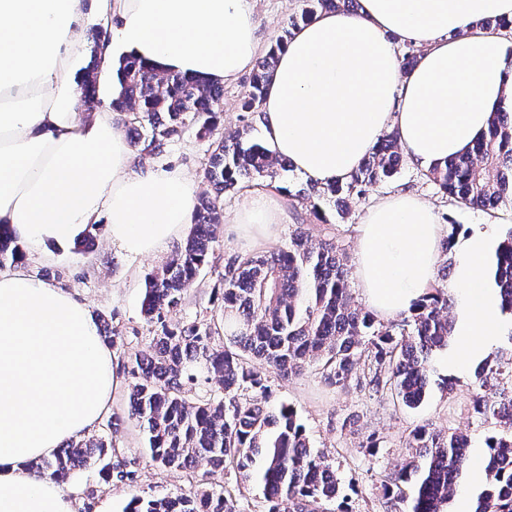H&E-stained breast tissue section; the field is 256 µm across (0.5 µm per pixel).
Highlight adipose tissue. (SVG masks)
Returning <instances> with one entry per match:
<instances>
[{
    "label": "adipose tissue",
    "instance_id": "obj_1",
    "mask_svg": "<svg viewBox=\"0 0 512 512\" xmlns=\"http://www.w3.org/2000/svg\"><path fill=\"white\" fill-rule=\"evenodd\" d=\"M112 16L102 67L131 54L161 73L234 81L260 54L253 0H98ZM486 18L512 21V0H358L288 39L263 101L270 148L319 182L347 177L383 133L397 130L424 167L464 152L493 112L512 111L508 46ZM89 14L84 0H0V223L36 257L67 249L105 222L123 252L159 255L190 224L198 184L178 169L135 171L108 111L80 115L77 75ZM419 54L402 71L398 41ZM281 198L255 189L234 222L269 235ZM357 279L377 318L410 313L433 283L444 236L433 208L401 192L356 225ZM455 271L463 370L497 345L503 323L476 288L487 239H463ZM120 380L89 305L70 290L0 268V512H79L75 496L27 466L90 434Z\"/></svg>",
    "mask_w": 512,
    "mask_h": 512
}]
</instances>
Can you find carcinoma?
Instances as JSON below:
<instances>
[{"label": "carcinoma", "mask_w": 512, "mask_h": 512, "mask_svg": "<svg viewBox=\"0 0 512 512\" xmlns=\"http://www.w3.org/2000/svg\"><path fill=\"white\" fill-rule=\"evenodd\" d=\"M358 0H302L288 19L285 36L256 62L239 98L241 128L217 136L224 88L183 75H158L140 60H119V90L112 110L135 133L134 146L154 158L191 129L213 139L205 178L216 189L195 205L185 241L161 267L147 274L141 313L150 334L147 353L125 345L117 327L103 325L104 338L119 351L131 379L127 416L146 437L151 460L165 469H188L198 460L208 468L191 475L194 490L143 499L132 497L126 512H245L224 486L231 472L262 487L261 512H351L336 467L314 448L296 409L272 408V381L266 370L287 377L311 371L330 387L352 382L376 394L392 391L408 408L424 401L434 352L457 340L448 318V276L441 271L401 325L377 320L351 306L348 255L336 243L335 228L313 239L296 225L288 243L262 255L232 254L219 274L221 304L208 319L169 321L201 272L213 267V243L223 230L222 194L266 183L288 197L289 205L312 197L334 203L348 216V201L399 173L404 156L398 133L382 136L367 158L345 179L311 183L295 192L275 184L287 161L253 140V121L263 116L264 90L287 37L299 24L328 10L353 11ZM448 197L476 208L512 202V112L492 114L487 133L467 153L424 173ZM25 252L0 224V266L17 263ZM494 282L501 315L512 321V231L495 253ZM481 393L473 410L497 414L494 396L512 387V356L494 355L477 372ZM503 430L484 440V485L473 512H512V414ZM408 459L380 485L388 512H447L450 495L470 466L468 436L442 434L419 425L405 438ZM99 466L109 482L133 480L114 445L78 439L50 459L32 465L40 477L65 482L75 467ZM408 504L407 510L400 505Z\"/></svg>", "instance_id": "carcinoma-1"}]
</instances>
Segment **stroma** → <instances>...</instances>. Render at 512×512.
I'll return each instance as SVG.
<instances>
[{"label":"stroma","mask_w":512,"mask_h":512,"mask_svg":"<svg viewBox=\"0 0 512 512\" xmlns=\"http://www.w3.org/2000/svg\"><path fill=\"white\" fill-rule=\"evenodd\" d=\"M299 9V0H255L258 35L263 46L275 42L286 29L289 16ZM209 147V140L198 138L190 131L169 147L164 158L139 157L135 163L142 169L179 168L198 179L200 190L205 191L209 188L204 179ZM401 191L414 193L433 206L448 238L458 240L479 230L485 232L488 248L493 251L512 228V204L506 202L488 211L463 205L440 192L425 177L422 166L408 161L394 179L374 185L363 198L351 200L349 223L352 226L361 223L369 207ZM242 200L239 194L224 199L226 224L213 245L217 259H224L229 253L262 254L276 250L287 242L296 225L314 221L309 204L303 203L289 211L285 223L278 225L270 238L240 234L232 219ZM90 232L94 238L92 249L86 252L69 249L63 258H47L33 266L32 271L37 274L45 270L56 276L58 285L87 302L95 316L108 318L122 330L131 347L146 350L149 333L141 315V300L145 276L160 260L122 252L108 240L104 225L91 226ZM217 286V269L204 271L186 292L179 316L210 314L219 304ZM476 371V366L471 365L463 372L450 375L442 367H435L429 395L415 410L406 409L390 395H378L355 385L327 386L318 375L308 372L275 378L273 400L292 404L313 447L333 456L353 512H385L380 482L404 464L408 457L404 440L414 426L425 424L444 433H465L476 451L481 449L487 435L498 431L497 420L480 419L473 411V399L478 391ZM128 392V384H121L112 400L111 410L119 416L115 429L101 424L96 432L110 435L122 450L135 481L130 485L105 482L94 466L74 470L68 489L78 492L89 488L94 492L93 497L84 498L83 512H125L132 495L149 498L191 488L188 471H166L151 461L142 431L135 421L126 417ZM352 417L357 420L353 429L348 426ZM371 434L379 442L373 455L362 446Z\"/></svg>","instance_id":"1"}]
</instances>
